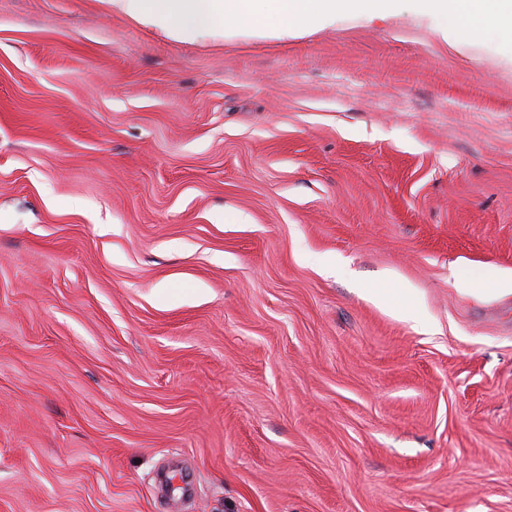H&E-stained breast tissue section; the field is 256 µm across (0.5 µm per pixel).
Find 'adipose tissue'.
<instances>
[{
  "instance_id": "obj_1",
  "label": "adipose tissue",
  "mask_w": 512,
  "mask_h": 512,
  "mask_svg": "<svg viewBox=\"0 0 512 512\" xmlns=\"http://www.w3.org/2000/svg\"><path fill=\"white\" fill-rule=\"evenodd\" d=\"M401 0H104L108 9L177 41L217 42L246 33L283 37L330 23L336 15H376ZM452 42L512 38V0H414Z\"/></svg>"
}]
</instances>
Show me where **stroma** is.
<instances>
[{
  "label": "stroma",
  "instance_id": "stroma-1",
  "mask_svg": "<svg viewBox=\"0 0 512 512\" xmlns=\"http://www.w3.org/2000/svg\"><path fill=\"white\" fill-rule=\"evenodd\" d=\"M439 28L0 0V512H512V40Z\"/></svg>",
  "mask_w": 512,
  "mask_h": 512
}]
</instances>
